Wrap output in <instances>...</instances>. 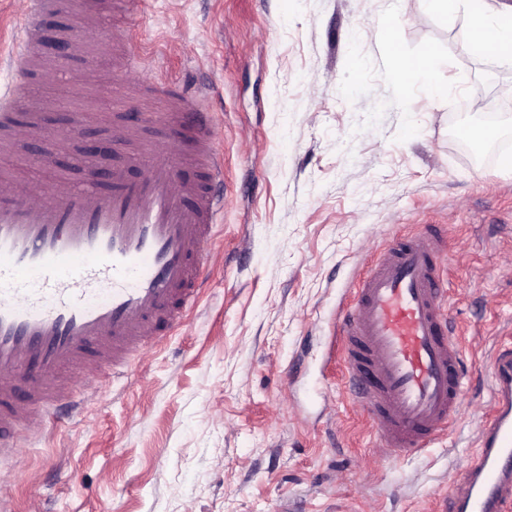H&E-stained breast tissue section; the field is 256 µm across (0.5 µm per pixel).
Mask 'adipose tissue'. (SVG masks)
<instances>
[{
  "instance_id": "adipose-tissue-1",
  "label": "adipose tissue",
  "mask_w": 512,
  "mask_h": 512,
  "mask_svg": "<svg viewBox=\"0 0 512 512\" xmlns=\"http://www.w3.org/2000/svg\"><path fill=\"white\" fill-rule=\"evenodd\" d=\"M471 19L466 48L498 54L512 63V5L506 0H466Z\"/></svg>"
}]
</instances>
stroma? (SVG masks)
Wrapping results in <instances>:
<instances>
[{"label": "stroma", "mask_w": 512, "mask_h": 512, "mask_svg": "<svg viewBox=\"0 0 512 512\" xmlns=\"http://www.w3.org/2000/svg\"><path fill=\"white\" fill-rule=\"evenodd\" d=\"M101 2L84 57L20 107L110 138L127 26L159 77L210 86L224 214L185 324L0 464L10 512H438L490 410L491 356L512 343V104L492 123L476 108L512 67L465 50L464 0L420 23L417 0H139L123 17ZM430 51L435 84L400 86L399 59ZM462 119L494 124L493 161L466 151ZM81 148L0 169L23 193L59 171L81 187ZM426 222L448 227L466 392L449 434L393 460L329 348L352 276Z\"/></svg>", "instance_id": "obj_1"}]
</instances>
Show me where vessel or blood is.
I'll list each match as a JSON object with an SVG mask.
<instances>
[{"label": "vessel or blood", "instance_id": "obj_1", "mask_svg": "<svg viewBox=\"0 0 512 512\" xmlns=\"http://www.w3.org/2000/svg\"><path fill=\"white\" fill-rule=\"evenodd\" d=\"M68 0H26L15 44L22 71L47 53L44 30ZM123 56L124 122L115 150L129 151L140 115L163 98L158 143L139 146V181L112 168V190L74 188L57 177L48 190L20 200L0 175V459L14 457L21 436L47 418H72L99 380L124 373L182 326L210 278L216 224L224 210V160L213 137L206 96L175 83L138 84L128 31L114 33ZM26 83L0 86V154L17 141L62 149L42 112H15ZM136 144V143H135ZM200 173L193 182L179 168ZM448 232L423 225L394 236L350 283L353 300L336 314V351L349 395L375 425L387 455L402 459L442 437L461 418L463 352L447 313L452 263ZM493 412L481 421L477 451L443 500L445 512H512V346L492 357Z\"/></svg>", "mask_w": 512, "mask_h": 512}]
</instances>
